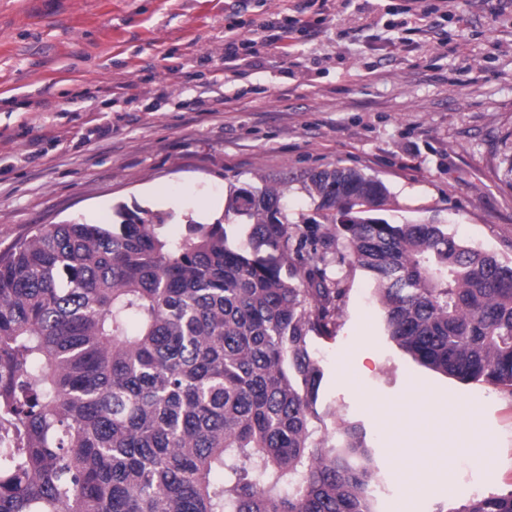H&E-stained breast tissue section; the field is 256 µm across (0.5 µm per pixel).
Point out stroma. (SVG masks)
Segmentation results:
<instances>
[{"mask_svg":"<svg viewBox=\"0 0 512 512\" xmlns=\"http://www.w3.org/2000/svg\"><path fill=\"white\" fill-rule=\"evenodd\" d=\"M292 0H0V253L47 224H105L117 203L188 220L223 217L231 188L286 183L288 218L316 211L299 177L347 167L381 179L391 222L445 225L512 261V0H311L291 53L224 73V32L263 42ZM444 46L427 47L429 36ZM335 338L316 340L326 421L361 427L375 512H461L512 491V393L419 365L389 339L369 274ZM475 416L474 447L428 458L406 486L377 411L410 388Z\"/></svg>","mask_w":512,"mask_h":512,"instance_id":"1","label":"stroma"}]
</instances>
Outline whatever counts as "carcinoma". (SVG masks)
Wrapping results in <instances>:
<instances>
[{"mask_svg": "<svg viewBox=\"0 0 512 512\" xmlns=\"http://www.w3.org/2000/svg\"><path fill=\"white\" fill-rule=\"evenodd\" d=\"M240 187L224 219L116 208L48 224L0 254V512H373L364 434L329 431L312 349L371 275L387 335L424 367L512 391V264L440 224L390 223L388 189L307 173ZM221 478L213 479L214 474ZM462 512H512V491Z\"/></svg>", "mask_w": 512, "mask_h": 512, "instance_id": "carcinoma-1", "label": "carcinoma"}]
</instances>
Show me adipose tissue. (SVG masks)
<instances>
[{
    "instance_id": "adipose-tissue-1",
    "label": "adipose tissue",
    "mask_w": 512,
    "mask_h": 512,
    "mask_svg": "<svg viewBox=\"0 0 512 512\" xmlns=\"http://www.w3.org/2000/svg\"><path fill=\"white\" fill-rule=\"evenodd\" d=\"M432 403L420 396H412L403 404L382 408L388 421V432L394 442L393 450L399 463L403 480L415 487L426 483L427 472L421 463L426 456L446 457L471 446V414L457 413L453 427L438 428L432 436H424L422 418L433 412Z\"/></svg>"
}]
</instances>
